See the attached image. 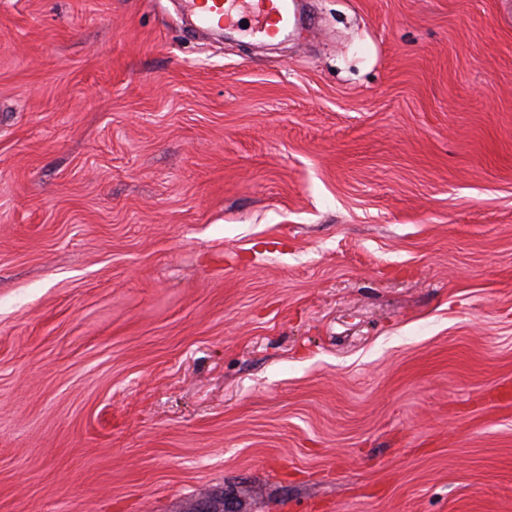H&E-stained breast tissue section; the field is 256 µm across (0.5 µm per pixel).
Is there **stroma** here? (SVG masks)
Instances as JSON below:
<instances>
[{
  "label": "stroma",
  "mask_w": 512,
  "mask_h": 512,
  "mask_svg": "<svg viewBox=\"0 0 512 512\" xmlns=\"http://www.w3.org/2000/svg\"><path fill=\"white\" fill-rule=\"evenodd\" d=\"M0 0V512H512V0ZM184 13L206 29L237 28L244 18L251 34L288 37L291 14L288 0H183Z\"/></svg>",
  "instance_id": "stroma-1"
}]
</instances>
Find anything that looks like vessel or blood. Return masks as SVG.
<instances>
[{
  "instance_id": "obj_1",
  "label": "vessel or blood",
  "mask_w": 512,
  "mask_h": 512,
  "mask_svg": "<svg viewBox=\"0 0 512 512\" xmlns=\"http://www.w3.org/2000/svg\"><path fill=\"white\" fill-rule=\"evenodd\" d=\"M183 10L196 26L221 30L246 21L267 38L287 35L290 25L288 0H183Z\"/></svg>"
}]
</instances>
